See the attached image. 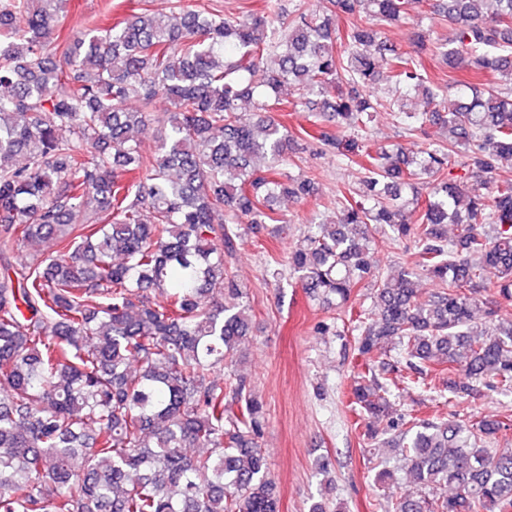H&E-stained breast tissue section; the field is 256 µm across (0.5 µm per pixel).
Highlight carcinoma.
I'll return each instance as SVG.
<instances>
[{
	"label": "carcinoma",
	"instance_id": "carcinoma-1",
	"mask_svg": "<svg viewBox=\"0 0 512 512\" xmlns=\"http://www.w3.org/2000/svg\"><path fill=\"white\" fill-rule=\"evenodd\" d=\"M418 2L448 27L436 41L418 33V52L504 85L450 80L458 90L440 99L412 54L369 27L408 20L409 0H298L288 13L262 0L245 15L170 0L166 14L62 43L64 0H0V512H279L264 406L244 379L218 376L251 329L246 305L221 300L246 295L231 271L242 220L256 233L279 222L276 198L316 191L286 170L300 136L278 112L311 113L323 151L377 112L410 136L446 128L443 144L358 162L348 145L340 161L361 168L358 186L337 196V224L310 221L288 269L338 308L372 290L353 325V404L420 487L392 512H512V455L486 448L509 426L394 419L374 359L393 347L410 384L444 365L452 390L512 392V320L474 317L491 270L512 305V175L500 167L512 159V0H495L491 19L485 0ZM382 67L393 90L375 102ZM160 95L170 110L156 113ZM132 98L141 111H125ZM149 117L153 155L131 135ZM381 224L413 246L390 273L367 260ZM36 241L55 254L20 258ZM421 275L437 284L427 297Z\"/></svg>",
	"mask_w": 512,
	"mask_h": 512
}]
</instances>
